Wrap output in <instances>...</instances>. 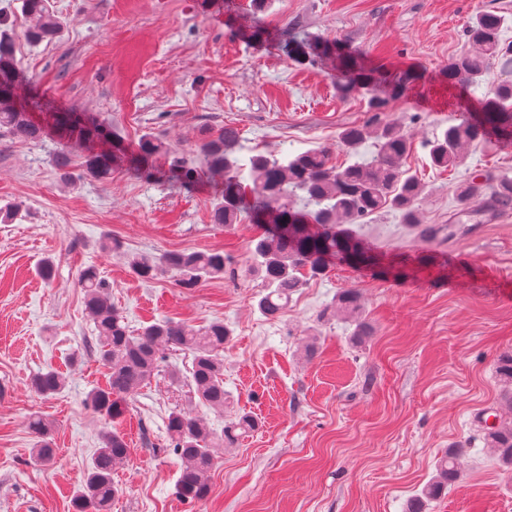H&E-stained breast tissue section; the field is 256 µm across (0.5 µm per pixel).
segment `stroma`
<instances>
[{
    "label": "stroma",
    "mask_w": 512,
    "mask_h": 512,
    "mask_svg": "<svg viewBox=\"0 0 512 512\" xmlns=\"http://www.w3.org/2000/svg\"><path fill=\"white\" fill-rule=\"evenodd\" d=\"M51 0L63 32L36 45L21 34L19 0H0L18 39V65L54 108L87 112L128 143L145 135L201 163L199 145L231 125L234 155H295L330 147L348 166L358 152L339 139L349 125L371 122L367 98H340L332 62L298 63L274 42L249 40L258 26L323 36L348 44L369 66L415 67L418 84L393 101L385 118L410 137L403 161L424 186L422 221L437 238L384 211L353 225L374 251L409 259L401 276L374 277L331 266L295 292L283 315L258 309L260 280L215 279L193 288L130 272L131 252L223 251L247 258L253 225L213 223L217 178L195 190L147 181L125 170L111 181L61 183L51 159L59 139L0 140V208L18 207L0 223V512H73V498L98 446L100 417L86 404L108 370L84 308L80 277L95 266L112 304L132 333L161 318L200 327L224 321L223 414L188 387L173 388L177 354L131 400L121 430L130 456L114 471L124 493L110 512H405L435 475L445 449L464 445L462 475L427 512H512V478L488 451L478 415L495 410L501 387L497 356L512 351V209L465 212L457 187L481 172L486 185L512 177V148L474 145L463 165L441 171L424 144L460 115L478 112L482 90L449 84L452 57L468 50L464 29L476 8L505 19L512 42V0ZM112 235L118 248L101 246ZM52 260L56 276L37 269ZM345 288L361 295V321L321 320ZM316 350L300 352L305 337ZM56 369L65 389L43 398L30 381ZM180 407L223 429L247 413L259 428L221 450L208 496L177 492L179 461L166 446L165 421ZM52 427L57 455L46 467L32 458L31 414Z\"/></svg>",
    "instance_id": "obj_1"
}]
</instances>
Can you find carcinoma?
<instances>
[{
	"label": "carcinoma",
	"mask_w": 512,
	"mask_h": 512,
	"mask_svg": "<svg viewBox=\"0 0 512 512\" xmlns=\"http://www.w3.org/2000/svg\"><path fill=\"white\" fill-rule=\"evenodd\" d=\"M28 19L24 38L31 44L59 37L62 24L51 9L50 0H22ZM504 18L493 11L479 10L466 28L471 50L448 62V82L477 86L496 62L512 66V45L501 41ZM15 39L0 19V138L36 142L55 132L61 140L53 165L62 182L75 177L72 157L82 158L81 174L94 180L112 178L113 169L133 171L149 181L178 183L191 187L199 182L201 170L191 161L171 155L166 168L152 164L153 158L168 154L169 149L151 136L141 138L132 149L86 112H48L43 99L31 96L19 104L27 90L24 75L15 62ZM279 51L298 62H334L336 87L345 98L364 93L374 112L371 125L349 126L340 140L356 151L369 138L376 152L363 162L338 169L330 162L327 148H316L290 158L257 153L249 158V176L232 157L238 139L236 128L226 126L205 141L200 152L205 169L220 174L224 182L213 204L212 221L231 227L242 222L260 226L251 241L244 273L261 279L258 308L263 316L274 319L288 307L294 292L304 284L302 270L316 277L333 263L358 270H372L380 265L378 255L361 239L343 228L360 224L383 210L399 213L403 222L421 225L419 202L423 186L417 177L402 168L409 152V136L396 125L382 119L390 102L405 95L419 79L412 67L392 72L384 66L366 67L356 51L321 37H299L286 31L277 38ZM44 113L36 122L29 112ZM502 141L512 140V80L498 83L486 93L481 112L468 120L448 126L427 143L430 159L439 169L462 165L464 151L472 144H484L489 134ZM483 185L476 179L459 187L463 205H480ZM492 203L501 209L512 208V179L503 177L493 187ZM132 271L146 280L171 275L183 288L202 281L237 275V269L221 251H169L158 256L132 255ZM84 305L94 323L97 353L110 373L105 386L91 391L87 405L104 417L100 446L96 449L84 482L75 497L76 512H107L123 488L113 478L116 466L124 463L129 446L118 428L130 401L150 383L167 351H189L193 355L189 384L209 410L224 414V344L231 330L222 321L197 328L184 321L158 320L132 336L123 315L109 300L104 284L94 267L81 275ZM336 310L358 321L355 339L366 341L370 330L359 321L362 307L354 288L336 296ZM496 373L503 385L501 405L507 416L495 415L485 427V443L504 471L512 472V353L499 356ZM34 390L43 397L60 393L65 378L57 370L40 372L32 379ZM28 427L36 437L33 457L49 464L56 457L49 425L39 415L30 417ZM258 421L241 414L224 425L222 434L211 431L199 417L179 408L167 417L169 446L180 462L177 481L181 497L202 500L210 491L209 475L215 464L214 449L232 448L239 439L255 430ZM463 449L450 448L438 460L436 475L422 491L412 497L407 512H424L428 502L440 498L455 484L461 473L459 459Z\"/></svg>",
	"instance_id": "obj_1"
}]
</instances>
